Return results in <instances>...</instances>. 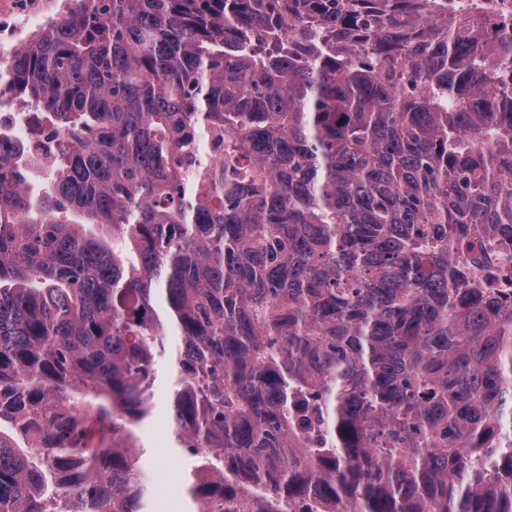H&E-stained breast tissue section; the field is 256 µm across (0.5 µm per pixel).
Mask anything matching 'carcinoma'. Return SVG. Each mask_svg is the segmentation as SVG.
Masks as SVG:
<instances>
[{"instance_id":"cac0c4a2","label":"carcinoma","mask_w":512,"mask_h":512,"mask_svg":"<svg viewBox=\"0 0 512 512\" xmlns=\"http://www.w3.org/2000/svg\"><path fill=\"white\" fill-rule=\"evenodd\" d=\"M6 104L0 512H145L170 336L194 512H512V26L73 0Z\"/></svg>"}]
</instances>
